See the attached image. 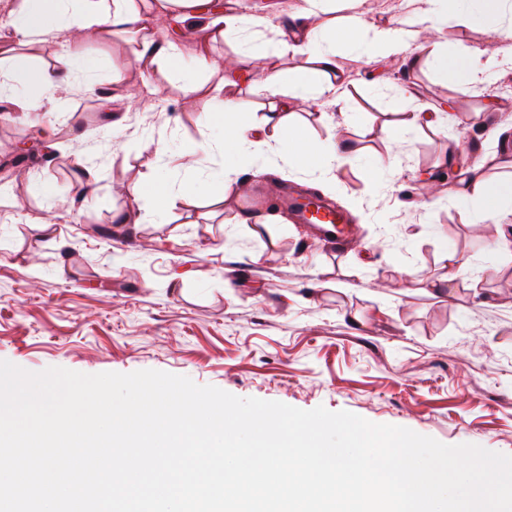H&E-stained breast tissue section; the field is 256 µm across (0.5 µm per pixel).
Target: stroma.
Listing matches in <instances>:
<instances>
[{"label":"stroma","mask_w":512,"mask_h":512,"mask_svg":"<svg viewBox=\"0 0 512 512\" xmlns=\"http://www.w3.org/2000/svg\"><path fill=\"white\" fill-rule=\"evenodd\" d=\"M418 9L417 0H326L309 23L356 15L393 26ZM494 27H512V12L481 16L464 0L417 39L499 59L469 92L430 67L409 68L404 55L370 62L337 46L341 97L291 101L315 139L358 147L330 173L297 165L284 140L227 156L222 128L189 105L210 84L192 65L201 52L219 65L248 50L285 74L307 67L274 53L271 30L244 39L199 30L177 68L136 65L140 38L128 32L26 46L37 65L61 70L79 58L96 71L75 81L64 110L34 94L26 111L0 117V360L32 372L159 370L512 455V251L496 247L504 224H475V190L455 194L459 181L443 163L453 150L467 167L490 146L485 179L512 176V138L492 139L512 129V39L493 40ZM152 93L169 111L144 109ZM405 112L433 123L398 131ZM149 133L166 154L140 150ZM191 142L208 147L196 170L178 155ZM87 162L98 167L94 202L70 206ZM151 173L177 194L161 217L132 194ZM237 178L261 210L232 194L215 202ZM290 184L325 186V198L354 216L356 244L332 249L294 223L277 206ZM125 213L134 223L115 222ZM257 222L266 230L254 233ZM447 252L458 260L453 276Z\"/></svg>","instance_id":"obj_1"}]
</instances>
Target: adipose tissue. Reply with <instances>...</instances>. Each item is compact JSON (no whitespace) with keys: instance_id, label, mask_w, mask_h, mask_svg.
I'll use <instances>...</instances> for the list:
<instances>
[{"instance_id":"adipose-tissue-1","label":"adipose tissue","mask_w":512,"mask_h":512,"mask_svg":"<svg viewBox=\"0 0 512 512\" xmlns=\"http://www.w3.org/2000/svg\"><path fill=\"white\" fill-rule=\"evenodd\" d=\"M323 0H304L303 7L285 18H277L275 12L258 14L247 5L238 4L225 8L222 0H95L92 7L78 9L72 0H18L16 7L8 9L4 21L11 30V40L17 45L32 43L40 37L75 40L87 30L101 28L108 31L139 32L155 27L158 20H176V40L159 44L143 41L136 54L139 65L145 66L158 60L172 65L180 64L181 55L177 39L185 38L195 28L198 18H205L207 28L224 35H242L248 31L275 26L278 39L274 50L280 55L306 57L309 66L303 69L295 85H288L286 78L278 72L254 71V54L242 53L240 62L245 72H257L258 83L277 93L281 86H289L295 98H335L343 79L336 52L320 47L319 41L328 37L342 44H358L364 49L367 59L374 60L409 52L415 42V32L408 23L377 28L364 25L358 18L331 29L307 26L306 18L317 14ZM429 63L440 75L453 72L458 76V85L465 90L482 85L488 69L477 56L449 57L437 47H430L428 54H411L410 66ZM197 69L209 71L215 83L198 106L204 119L210 124L224 127V151L243 155L252 147L248 130L261 132L265 141L279 140L287 136L290 152L296 160L311 168L332 169L343 163L355 147L352 144H335L312 140L294 119L287 100L277 98L269 112L254 120L250 127H242L237 120L239 104L224 95L226 83L224 68L215 66L206 57L195 60ZM11 74L20 76L26 88L47 94L53 107H61L72 91L71 73L67 70H51L33 66L23 55L14 56L10 65ZM482 163H475L468 171L470 184L481 194L477 210L478 222L501 221L512 214V183H486L482 178Z\"/></svg>"}]
</instances>
